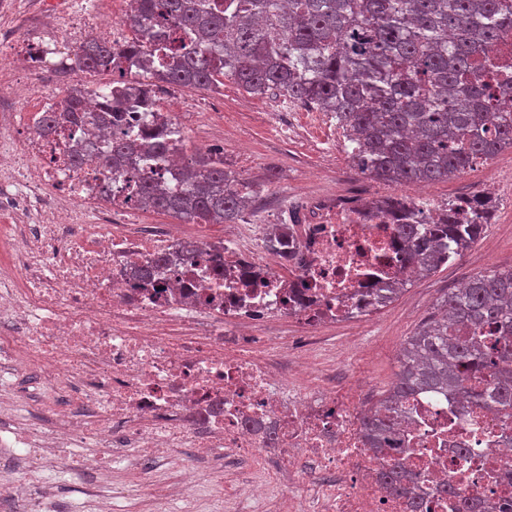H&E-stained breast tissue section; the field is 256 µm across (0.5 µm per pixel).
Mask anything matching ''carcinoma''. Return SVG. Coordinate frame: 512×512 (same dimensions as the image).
<instances>
[{
  "mask_svg": "<svg viewBox=\"0 0 512 512\" xmlns=\"http://www.w3.org/2000/svg\"><path fill=\"white\" fill-rule=\"evenodd\" d=\"M126 48L93 40L79 67L115 73L121 82L213 90L228 78L245 92L275 90L336 121L344 149L364 176L396 186L456 176L479 160L512 150V74L490 54L512 35V0H132ZM81 91L67 94L63 118L78 125ZM175 127L162 130L145 154L165 151ZM135 152L112 141L117 163ZM257 186L224 167V158H192L184 188L139 185L140 205L187 224H235ZM407 242L404 261L427 276L462 256L485 231L491 202L469 212L449 203L432 216L423 202H371ZM512 336V268L470 277L452 290L405 340L400 371L360 435L376 452L396 440L407 400L417 393L477 399L512 408V372L495 370L487 333ZM407 493L400 463L386 474Z\"/></svg>",
  "mask_w": 512,
  "mask_h": 512,
  "instance_id": "carcinoma-1",
  "label": "carcinoma"
}]
</instances>
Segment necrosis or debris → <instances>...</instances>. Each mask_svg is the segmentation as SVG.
<instances>
[{"label":"necrosis or debris","mask_w":512,"mask_h":512,"mask_svg":"<svg viewBox=\"0 0 512 512\" xmlns=\"http://www.w3.org/2000/svg\"><path fill=\"white\" fill-rule=\"evenodd\" d=\"M95 36L117 51L126 42L124 22L96 0H39L20 24L0 23V72L17 76L0 85V386L32 362L46 370L29 423L0 418V451L25 462L0 479V499L27 492L59 448H189L201 461L263 456L288 474L307 460L339 479L328 497L297 481L295 496L323 498V512H512V416L436 394L410 400L396 459L415 477L407 499L382 480L396 460L359 437V391L314 395L294 380L293 364L315 369L332 350L323 329L364 318L383 286L412 275L396 225L324 195L310 204L316 221L285 225L287 254L266 246L274 225L234 224L220 263L205 240L185 250L175 225L136 230L143 177L180 189L183 152L223 146L186 130L175 147L113 168L112 139L156 135L176 122L178 97L97 130L107 85L86 88V123L45 131L64 99L43 75L75 68ZM151 261L154 279L141 281ZM68 394L80 411L46 424L42 410Z\"/></svg>","instance_id":"4bbe7bcc"}]
</instances>
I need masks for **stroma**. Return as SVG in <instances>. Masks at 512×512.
<instances>
[{"instance_id":"1","label":"stroma","mask_w":512,"mask_h":512,"mask_svg":"<svg viewBox=\"0 0 512 512\" xmlns=\"http://www.w3.org/2000/svg\"><path fill=\"white\" fill-rule=\"evenodd\" d=\"M182 94L194 102L219 101V115L197 134L203 139L223 140L226 167L261 185L262 207L257 215H245V222L277 223L278 213L271 200L275 193L308 197L333 192L357 202L413 193L412 188L379 183L362 175L342 150L327 151V139L336 129L321 113L300 110L291 136L275 138L271 128L283 119L273 106L278 93L254 96L228 80L216 90L186 88ZM496 168H512V153L503 152L464 174L427 185L425 200L438 206L484 190ZM492 267L512 268V204L499 200L493 204L485 232L460 258L431 276L411 279L396 300L365 320L330 326L327 333L336 339V355L323 370L305 378V385L320 388L332 377L379 399L396 377L405 339L453 288ZM133 455V466H115L104 483L93 473L63 466L46 468L44 479L51 491L46 501L49 512H93L97 502L105 499L110 501L112 512H156L165 501L179 512H252L240 497L249 477L244 463H225L223 490L218 493L210 481V464L195 463L189 449H172L165 459L154 458L145 448L135 449ZM190 463L196 464L199 481L184 495L180 492V470Z\"/></svg>"}]
</instances>
